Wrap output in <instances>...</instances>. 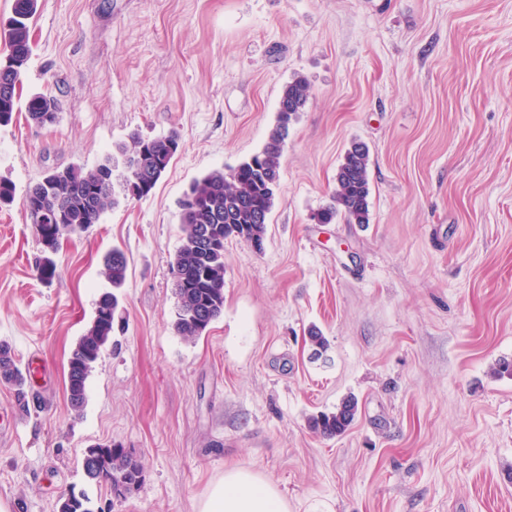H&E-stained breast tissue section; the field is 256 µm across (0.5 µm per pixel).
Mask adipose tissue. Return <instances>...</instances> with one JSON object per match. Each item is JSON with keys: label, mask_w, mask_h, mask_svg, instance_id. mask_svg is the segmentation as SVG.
Wrapping results in <instances>:
<instances>
[{"label": "adipose tissue", "mask_w": 512, "mask_h": 512, "mask_svg": "<svg viewBox=\"0 0 512 512\" xmlns=\"http://www.w3.org/2000/svg\"><path fill=\"white\" fill-rule=\"evenodd\" d=\"M197 512H289L288 502L275 485L243 468L226 470L212 482Z\"/></svg>", "instance_id": "ef3b65f1"}]
</instances>
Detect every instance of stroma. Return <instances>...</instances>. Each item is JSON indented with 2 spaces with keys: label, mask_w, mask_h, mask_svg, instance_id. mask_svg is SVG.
<instances>
[{
  "label": "stroma",
  "mask_w": 512,
  "mask_h": 512,
  "mask_svg": "<svg viewBox=\"0 0 512 512\" xmlns=\"http://www.w3.org/2000/svg\"><path fill=\"white\" fill-rule=\"evenodd\" d=\"M20 103L54 124L0 126V344L30 367L21 406L0 383V502L56 512H197L232 467L290 512H512V0H38ZM311 86L280 158L263 250L224 242V310L176 335L178 202L258 152L294 77ZM177 132L145 198L63 235L56 273L23 206L45 171L91 168L132 132ZM371 157L370 221L319 224L352 141ZM128 259L126 316L81 413L67 360ZM329 340L315 353L308 331ZM354 396L349 430L308 418ZM141 456L126 499L88 483L96 444ZM25 110L28 118L38 125H50L57 119L54 99L42 94L31 97L26 103ZM106 276L112 283V288H121L127 275V258L120 249H113L106 260Z\"/></svg>",
  "instance_id": "35a3bbf8"
}]
</instances>
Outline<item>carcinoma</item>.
<instances>
[{"label":"carcinoma","mask_w":512,"mask_h":512,"mask_svg":"<svg viewBox=\"0 0 512 512\" xmlns=\"http://www.w3.org/2000/svg\"><path fill=\"white\" fill-rule=\"evenodd\" d=\"M13 16L0 27V41L7 56L0 67L9 70L13 86H0V126L9 124L19 111L16 85L33 52L30 20L37 11V0H14ZM311 95L307 80L301 76L289 82L280 96L276 122L262 149L241 162L230 173L215 170L196 180L179 201L182 245L171 263V274L177 298L173 323L177 335L186 340L201 336L224 309V240L238 238L251 245L263 246L269 214L276 199L280 181L279 160L291 125L297 121ZM28 118L38 125H50L57 119L54 99L39 94L25 106ZM130 144L118 147L122 160L106 156L93 168L71 163L46 173L34 191H26L23 205L32 209L40 220L34 226L47 256L36 263L38 277L50 279L56 266L48 254L58 251L66 233H77L98 223L103 213L117 206L114 178H119L123 198L148 196L169 167L180 147L179 136L146 138L137 132L129 136ZM370 197V152L363 142L354 141L345 150L336 172V188L329 204L314 214L313 219L331 224L338 218L351 224H367ZM66 210L65 227L58 223L59 211ZM218 246L200 245L206 230ZM127 275V258L120 249L112 250L106 260V276L112 287L123 286ZM119 298L105 292L96 302L92 321L79 337L67 361V399L72 411H82L87 398V381L102 350L112 340L115 325L121 320ZM0 381L17 387L18 401L28 405L25 381L8 346L0 345ZM357 412L353 397L344 399L334 412H320L308 421L309 428L324 436L344 434ZM97 454L96 462L83 467L90 483L100 484L112 477V488L125 486L128 497L143 483L144 463L125 448L103 446L89 448ZM57 512H93L90 498L83 490L73 492L57 503Z\"/></svg>","instance_id":"1"}]
</instances>
